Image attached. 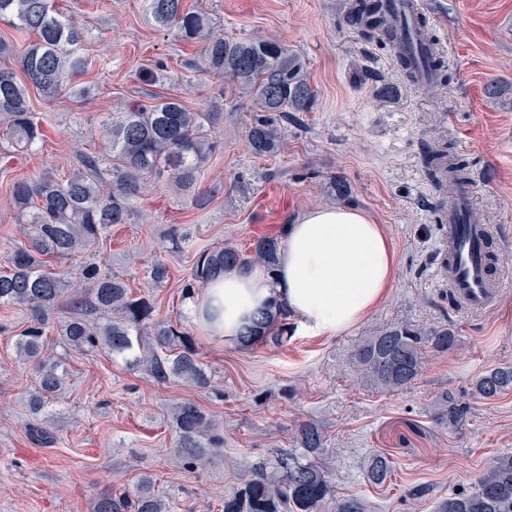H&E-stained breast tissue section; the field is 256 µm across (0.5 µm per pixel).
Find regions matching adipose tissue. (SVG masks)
Instances as JSON below:
<instances>
[{"instance_id":"adipose-tissue-1","label":"adipose tissue","mask_w":512,"mask_h":512,"mask_svg":"<svg viewBox=\"0 0 512 512\" xmlns=\"http://www.w3.org/2000/svg\"><path fill=\"white\" fill-rule=\"evenodd\" d=\"M275 275L258 268L213 279L190 303L213 336L237 343L254 316L278 303L315 336L341 335L378 309L395 281L396 254L366 211L318 206L283 229Z\"/></svg>"}]
</instances>
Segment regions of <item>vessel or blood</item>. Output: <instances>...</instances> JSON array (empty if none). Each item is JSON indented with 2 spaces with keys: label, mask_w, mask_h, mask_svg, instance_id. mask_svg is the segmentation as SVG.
<instances>
[{
  "label": "vessel or blood",
  "mask_w": 512,
  "mask_h": 512,
  "mask_svg": "<svg viewBox=\"0 0 512 512\" xmlns=\"http://www.w3.org/2000/svg\"><path fill=\"white\" fill-rule=\"evenodd\" d=\"M455 205L444 211L448 225V290L458 305L472 312L491 308L501 293L502 275H490L485 243L492 235L472 203L470 186L454 189Z\"/></svg>",
  "instance_id": "1"
}]
</instances>
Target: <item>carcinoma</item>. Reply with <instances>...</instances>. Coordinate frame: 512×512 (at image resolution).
<instances>
[{
	"label": "carcinoma",
	"mask_w": 512,
	"mask_h": 512,
	"mask_svg": "<svg viewBox=\"0 0 512 512\" xmlns=\"http://www.w3.org/2000/svg\"><path fill=\"white\" fill-rule=\"evenodd\" d=\"M142 2L155 27L174 30L196 46L202 71L223 78L239 97L250 101L254 114L247 124V141L255 154L277 152L283 136L280 122L313 110L316 93L306 64L278 39L226 38L208 9L197 5L190 10L184 0ZM78 15L77 2L70 10L55 5V0H0V21L24 35L21 41L0 40V57L17 60L23 73L20 77L14 68L0 65V150L30 151L43 141L29 90L49 100L63 90L79 97L89 93L76 84V77L92 68L82 52L87 32ZM347 20L391 43L398 38L386 0L356 4ZM415 25L424 38L421 63L433 75L429 87L435 90L441 85V70L434 40L426 35L423 21ZM210 120L211 113L195 112L175 95H159L148 104L127 101L113 108L97 152L80 155L76 166L62 176L46 173L10 185L15 221L23 225L25 240L5 246L0 305H19L29 312L16 349L34 372L27 399L32 416L27 432L34 444L50 448L58 442L41 419L67 379L61 361L47 354L51 331L68 351L107 349L131 367L144 368L159 383L174 378L202 389L211 387L193 338L157 318L153 300L135 295L108 265L85 264L74 289L67 273L53 268L58 260L93 254L112 225L130 223L134 204L148 191L150 176L166 179L178 194L192 195L196 206L206 205L208 197L196 187L217 152L218 141L206 130ZM434 161L439 169H448L451 183L469 182L463 166L440 154ZM249 249L247 253L224 245L198 252L188 288L253 265L274 274L279 242L259 237ZM67 293L73 315L56 322L52 313ZM287 317L286 311L271 306L245 328L239 344L281 343ZM456 342L448 328L424 334L397 323L365 341L356 362L365 384L397 391L419 375L424 346L446 352ZM511 389L512 366L491 368L474 382L476 395L487 401ZM467 414L468 407L455 396H442L440 415L448 425H460ZM171 419L176 460L192 472L204 469L213 450L224 446L220 426L191 401L176 405ZM294 440L302 452L271 449L270 458L255 463L240 485L224 496V512H322L332 493L320 462L323 432L316 424L303 422L295 428ZM363 469L368 481L380 486L391 476L392 460L377 453ZM95 512H175V501L155 493L151 477L143 475L134 494L101 493ZM334 512H365V504L354 496L338 498ZM437 512H512V455L499 457L472 490L442 500Z\"/></svg>",
	"instance_id": "obj_1"
}]
</instances>
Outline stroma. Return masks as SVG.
<instances>
[{
	"label": "stroma",
	"instance_id": "stroma-1",
	"mask_svg": "<svg viewBox=\"0 0 512 512\" xmlns=\"http://www.w3.org/2000/svg\"><path fill=\"white\" fill-rule=\"evenodd\" d=\"M201 2L225 36L273 37L305 61L316 103L285 124L279 152L250 150L249 101L195 69L194 46L156 28L142 0H112L107 8L102 0H81L84 53L110 64L79 76L89 96L47 101L32 94L45 138L36 150L0 158V244L21 234L10 182L62 173L79 155L95 152L113 103L176 94L191 109L213 113L210 129L222 148L200 183L212 202L194 208L164 179L152 180L131 223L109 229L95 254L135 293L153 298L160 318L194 337L212 386L159 383L108 351L67 353L49 336V349L66 357L69 377L49 409L58 441L37 447L25 428L33 373L15 348L26 312L0 306V512H94L101 491H134L145 474L160 493L176 497L178 512H222L225 493L268 449L292 447L291 432L305 421L324 433L323 462L336 496H358L370 512H435L437 501L472 490L498 457L512 454V390L491 401L472 393L480 373L512 364V287L481 314L451 301L441 266L448 185L426 162L428 145L450 142L470 173L476 210L495 230V262L512 274V96L487 93L491 83L512 82V0H423L451 74L435 94L403 75L391 46L345 23L349 0ZM387 85L395 86L393 95H383ZM333 177L350 186L347 206L369 211L394 243L397 271L387 301L339 336H312L293 324L281 344L247 349L211 336L191 317L183 292L196 253L281 236L306 209L335 204L328 191ZM173 225L181 243L169 236ZM157 261L170 269L160 287L148 276ZM397 322L451 329L457 345L426 353L408 389H372L361 381L354 354ZM445 391L470 408L460 426L435 414ZM183 401L197 403L224 429L223 449L196 473L173 458L170 408ZM378 452L393 461L382 487L360 468L364 456ZM418 486L425 496H414Z\"/></svg>",
	"mask_w": 512,
	"mask_h": 512
}]
</instances>
